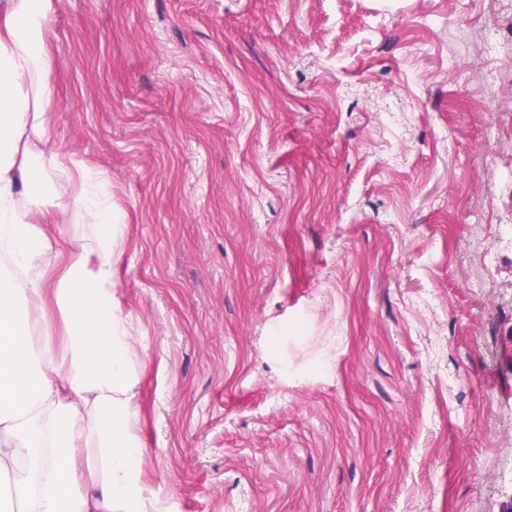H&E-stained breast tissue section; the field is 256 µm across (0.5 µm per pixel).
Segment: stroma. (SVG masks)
I'll list each match as a JSON object with an SVG mask.
<instances>
[{"label": "stroma", "instance_id": "1", "mask_svg": "<svg viewBox=\"0 0 512 512\" xmlns=\"http://www.w3.org/2000/svg\"><path fill=\"white\" fill-rule=\"evenodd\" d=\"M511 27L512 0H57L49 145L124 224L149 512L512 498V113L483 86L512 90Z\"/></svg>", "mask_w": 512, "mask_h": 512}]
</instances>
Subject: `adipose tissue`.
<instances>
[{
	"label": "adipose tissue",
	"instance_id": "adipose-tissue-1",
	"mask_svg": "<svg viewBox=\"0 0 512 512\" xmlns=\"http://www.w3.org/2000/svg\"><path fill=\"white\" fill-rule=\"evenodd\" d=\"M53 9L54 0H0V512H146L137 360L112 280L123 226L106 180L80 172L89 244L79 258L60 264L44 229L72 179L45 149ZM51 304L64 314L61 342L38 332Z\"/></svg>",
	"mask_w": 512,
	"mask_h": 512
}]
</instances>
